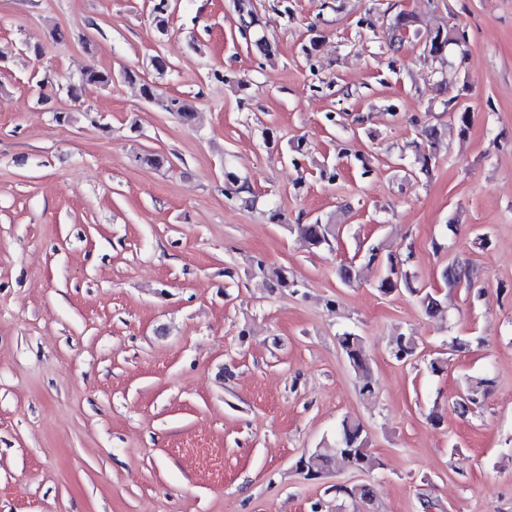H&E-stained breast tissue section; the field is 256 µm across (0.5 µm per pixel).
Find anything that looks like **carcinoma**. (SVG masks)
<instances>
[{
  "mask_svg": "<svg viewBox=\"0 0 512 512\" xmlns=\"http://www.w3.org/2000/svg\"><path fill=\"white\" fill-rule=\"evenodd\" d=\"M413 24L414 20L410 15L399 14L394 18L387 30V35L384 36L389 50L399 51L405 41L404 35L410 32L422 45L424 52L440 59L444 57L448 46L455 45L460 48L467 44L468 34L462 28L445 25L423 32L419 29L410 30ZM123 78L128 83L139 84L140 94L144 99L157 98L155 87L140 81V76L136 72L127 70L124 72ZM81 81L109 85L112 83V75L94 66H89L83 71ZM165 110L175 113L187 125L193 124L195 120L196 113L193 112L192 107L177 98L166 102ZM225 178L227 186L232 188L233 195L237 199L246 204L251 202V190L246 182L231 172L226 173ZM287 229L297 234L310 250L321 251L334 247L341 225L329 221L323 223L316 219L306 224H289ZM381 253V244H371L365 251V257L374 262L380 259ZM382 263L383 272L377 283V288L381 293L389 295L405 290L419 300L424 312L430 317H435L444 311V306L435 290L416 285L413 277L400 269L403 261L397 260L389 253ZM440 277L447 288L464 286L469 289L474 282L470 269L455 260L448 262V265L441 271ZM337 341L350 367L358 376L360 395L366 400L373 398L374 388L363 337L351 331H344L337 336ZM391 353L397 361L407 362L416 357L417 347L411 339L400 334L393 342ZM489 383L490 379L480 375L467 378L463 394L456 402L460 415L464 416L471 409L481 405L486 397ZM336 460H340L348 467L358 471H369L380 466L378 459L368 449L365 429L360 421L350 417L344 418L335 440L331 443H323L307 456H301L297 467L306 476L317 478L328 471ZM336 494L350 499L355 506V512H364V507L371 505L374 498L373 490L366 485L342 486L336 491Z\"/></svg>",
  "mask_w": 512,
  "mask_h": 512,
  "instance_id": "carcinoma-1",
  "label": "carcinoma"
}]
</instances>
